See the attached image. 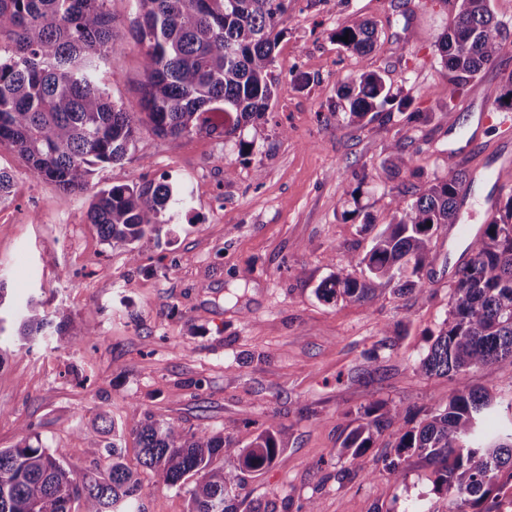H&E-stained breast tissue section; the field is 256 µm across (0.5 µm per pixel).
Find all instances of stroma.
Masks as SVG:
<instances>
[{"mask_svg": "<svg viewBox=\"0 0 512 512\" xmlns=\"http://www.w3.org/2000/svg\"><path fill=\"white\" fill-rule=\"evenodd\" d=\"M115 38L105 89L114 104L138 110L141 55L130 35L133 0H108ZM458 0H288L272 70L285 89L266 116L235 135L142 132L127 158L96 166L100 187L168 182L186 197L159 236L142 240L138 261L103 242L87 218L90 193H66L30 176L0 144V167L14 186L0 200V283L10 316L0 334V448L38 434L59 448L75 473L106 472L104 447L86 437L97 415L132 411L223 434L247 446L274 428L282 453L246 476L248 503L270 500L297 512H447L432 469L417 457L405 479L386 469L377 439L363 475L341 444L366 406L395 404L418 423L449 396L487 384L512 399V367L495 382L482 371L427 378L415 371L428 335L447 317L449 287L468 258L464 244L434 241L423 289L381 286L369 303L321 300L316 289L369 250L391 219L395 191L424 188L449 166L467 172L463 216L484 225L494 172L512 158L506 126L479 124L512 74V39L456 100L435 43ZM366 18L376 29L371 53L341 47L334 34ZM372 70L408 108L357 124L339 106L340 81ZM401 138L409 160L391 178L388 146ZM251 148L240 152V142ZM232 174H225V167ZM42 300L63 333L25 345L16 330L29 299ZM146 512H189L187 488L141 472Z\"/></svg>", "mask_w": 512, "mask_h": 512, "instance_id": "obj_1", "label": "stroma"}]
</instances>
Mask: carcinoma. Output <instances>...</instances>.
Returning <instances> with one entry per match:
<instances>
[{
    "mask_svg": "<svg viewBox=\"0 0 512 512\" xmlns=\"http://www.w3.org/2000/svg\"><path fill=\"white\" fill-rule=\"evenodd\" d=\"M108 0H0V143L10 144L29 174L64 192L91 186L94 167L122 162L146 128L159 137L213 133L200 121L206 112L224 113V135L265 116L282 91L274 76L273 53L281 39L283 0H135L138 20L133 39L143 55L140 111L109 101L102 89L111 63L114 31ZM451 24L439 36L436 51L448 70V102L463 95L483 69L495 63L512 36L497 19L491 0H459ZM349 36L348 41L341 40ZM336 42L364 56L374 48V27L356 21L336 30ZM344 115L351 122L372 121L397 98L385 78L366 71L340 89ZM394 173L408 167L405 145L395 139ZM465 172L453 166L432 179L421 193H399L391 200V221L373 238L371 248L353 256L348 269L330 275L316 289L326 301H368L375 282L412 291L422 284L434 237L457 221V197ZM501 199L471 257L450 286L448 316L430 333L427 353L415 371L424 377L465 376L481 370L494 379L499 365H512V186ZM169 183L115 185L93 194L88 220L102 241L127 249L139 259L137 244L159 235L164 214L182 205ZM361 270L357 277L354 270ZM51 325L42 303L30 299L19 336L32 341ZM107 427L92 428L87 438L112 432L105 473L75 474L61 449L43 447L29 434L12 448H0V512H66L67 502L83 501V512H145L142 481L124 462L120 441L126 423L101 415ZM396 405L375 402L362 423L342 443L350 458L349 477L364 471L359 459L377 437L388 436L394 458L390 474L404 476L402 461L411 453L432 467L433 491L448 498V512H491L493 492L512 479V400H495L486 386L448 397L442 411L418 426L401 425ZM140 464L174 487L193 479L190 512H238L244 471L271 465L282 448L271 429L239 448L221 434L196 432L175 421L146 414L132 419ZM237 466L224 469V458Z\"/></svg>",
    "mask_w": 512,
    "mask_h": 512,
    "instance_id": "carcinoma-1",
    "label": "carcinoma"
}]
</instances>
